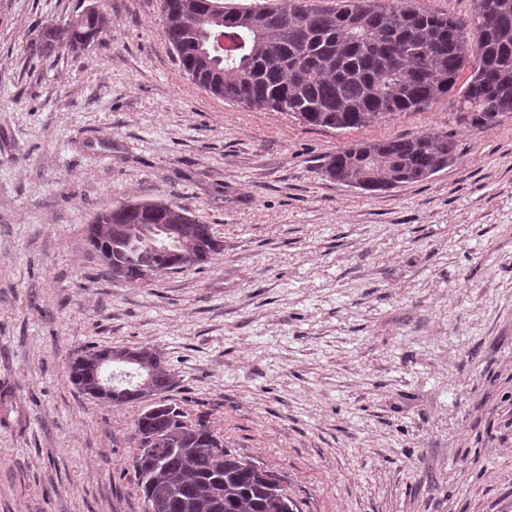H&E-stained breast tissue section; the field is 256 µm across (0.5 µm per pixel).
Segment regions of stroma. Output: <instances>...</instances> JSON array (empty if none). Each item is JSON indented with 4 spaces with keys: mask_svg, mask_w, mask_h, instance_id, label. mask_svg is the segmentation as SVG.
Wrapping results in <instances>:
<instances>
[{
    "mask_svg": "<svg viewBox=\"0 0 512 512\" xmlns=\"http://www.w3.org/2000/svg\"><path fill=\"white\" fill-rule=\"evenodd\" d=\"M161 0H0V512H145L133 406L80 393L91 347H148L172 399L283 480L298 512H512V119L447 99L362 129L243 108L177 67ZM111 27L43 50L89 6ZM453 133L456 161L363 194L348 145ZM126 200L188 208L224 248L112 280L89 244Z\"/></svg>",
    "mask_w": 512,
    "mask_h": 512,
    "instance_id": "35a3bbf8",
    "label": "stroma"
}]
</instances>
